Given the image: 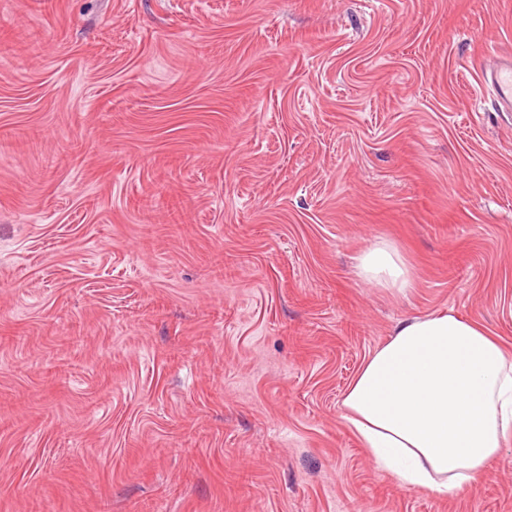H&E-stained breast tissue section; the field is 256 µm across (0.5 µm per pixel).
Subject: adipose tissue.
<instances>
[{
	"label": "adipose tissue",
	"instance_id": "adipose-tissue-1",
	"mask_svg": "<svg viewBox=\"0 0 512 512\" xmlns=\"http://www.w3.org/2000/svg\"><path fill=\"white\" fill-rule=\"evenodd\" d=\"M354 273L376 288L414 286L405 258L383 241L356 257ZM342 409L400 487L455 496L485 479L512 439V356L453 311L405 318L366 357Z\"/></svg>",
	"mask_w": 512,
	"mask_h": 512
}]
</instances>
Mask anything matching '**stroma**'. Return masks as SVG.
<instances>
[{"label": "stroma", "mask_w": 512, "mask_h": 512, "mask_svg": "<svg viewBox=\"0 0 512 512\" xmlns=\"http://www.w3.org/2000/svg\"><path fill=\"white\" fill-rule=\"evenodd\" d=\"M491 48L512 0H0V512H512V441L441 497L340 408L409 316L512 352ZM354 273L375 288L405 293L414 278L405 258L388 242H378L355 258Z\"/></svg>", "instance_id": "1"}]
</instances>
